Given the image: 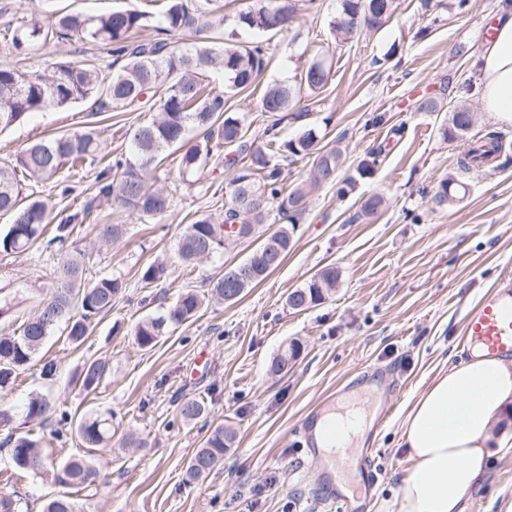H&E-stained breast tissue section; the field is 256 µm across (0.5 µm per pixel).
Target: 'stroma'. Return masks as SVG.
<instances>
[{
	"label": "stroma",
	"mask_w": 512,
	"mask_h": 512,
	"mask_svg": "<svg viewBox=\"0 0 512 512\" xmlns=\"http://www.w3.org/2000/svg\"><path fill=\"white\" fill-rule=\"evenodd\" d=\"M132 0H0V22L66 7L87 16L125 8ZM396 0L382 28L346 43L329 32L328 21L340 0H317L300 12L295 26L276 37L266 69L247 90L227 99L230 111L256 115L259 98L270 84H299L317 57L332 62L331 80L318 93L301 91L304 117L281 125L283 139L315 129L323 143L341 144L346 161L341 177L355 176L358 163L383 147L376 172L357 178L347 195L336 187L312 189L304 219L293 233L282 265L232 304L213 303L148 350L133 329L138 320L160 311V298L174 300L184 288L205 291L206 282L253 249L242 241L223 254L194 265L183 264L177 243L196 215H222L209 185H226L223 167L208 165L203 183L187 188L176 156L157 170L158 183L173 197L170 213L158 224L113 208L96 198L97 173L113 155L128 151L132 126L143 112H104L98 128L103 150L92 163L68 172L76 193L92 200L91 222L77 225L71 241L86 255V276L125 277L128 288L111 312L96 320L78 346L62 332L51 336L17 379L0 395V409L13 420L0 424L8 433H33L46 453L62 460L80 448L69 425L25 418L27 400L46 395L58 411H115L120 433L97 459L105 485L77 493L84 512H331L319 483L320 465L305 461V418L337 391L368 402L369 413L387 410L386 423L374 435L373 465L378 474L367 512H392L398 487L411 463L403 446L402 425L419 395L448 365L466 358L462 331L466 315L491 287L512 288V165L489 176L464 177L467 193L444 207L434 206L435 187L460 176V145L444 139L446 113L467 105L474 131L494 124L480 99L479 52L496 12L512 9V0ZM113 70L111 47L71 40L53 43L29 55H14L0 44V63L43 72L56 60ZM443 103L440 112L420 111L424 99ZM90 111L78 103L30 114L0 132V162H8L38 137L83 130ZM383 121L372 124L373 116ZM380 195L384 207L359 218L365 199ZM123 224L127 234L102 245L98 227ZM163 255L171 275L157 288L143 287L139 270ZM57 252L38 249L0 256V286L18 303L0 329H16L47 293ZM326 266L340 270L334 295L305 311L289 309L290 290L302 286ZM297 345L285 374L269 372L273 358ZM57 363L43 376L44 359ZM109 364L106 381L87 393L76 381L83 364ZM204 400L206 418L183 422L180 404ZM234 427L237 443L224 464L203 482H183L186 466L209 427ZM131 430L148 441L144 448H122L121 432ZM485 477L469 494L467 512H512V447L489 444ZM0 490L18 512H42L58 490L51 480L16 469L0 448Z\"/></svg>",
	"instance_id": "1"
}]
</instances>
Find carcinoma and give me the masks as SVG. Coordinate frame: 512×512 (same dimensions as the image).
<instances>
[{"mask_svg":"<svg viewBox=\"0 0 512 512\" xmlns=\"http://www.w3.org/2000/svg\"><path fill=\"white\" fill-rule=\"evenodd\" d=\"M298 0H266L259 7L240 11L230 30L224 32V42L201 41L186 48L172 40V35L189 33L198 36L218 25L227 17L219 16L217 0H165L161 12L139 7L115 9L96 16L77 12L52 13L54 20L46 24L34 16L20 21H8L3 28L13 52L27 55L54 41L78 37L84 42L112 46V53L123 61L118 70L104 74L95 66L60 60L48 66L46 75H30L12 66H0V130L7 129L34 112L63 108L75 103L91 102L92 114L101 112H139L152 101L156 113L150 120L136 126L132 135L130 155H117L112 163L100 170L95 178L97 197L106 198L117 207L132 211L147 220L164 218L172 207V199L164 189H151L147 180L167 158L166 152L180 149L178 170L184 177H201L206 166L219 160L229 173L224 193V216L217 220L200 214L187 225L180 236L177 252L182 262L195 264L203 257L211 258L227 250L240 239H251L256 228L270 214L281 226L269 232L273 242L271 253L258 255L261 245L241 261L228 266L224 273L209 282L210 296L234 303L247 290L263 282L283 263L292 246L291 226L305 212L303 187L284 191V164L315 155L312 186L337 184L343 166L342 151L331 146L316 148L319 136L307 129L298 137L284 140L279 125L293 111L300 90L285 84L268 86L259 101L260 115L270 122L250 120L225 110V95L251 87L268 61L269 45L263 41L241 44L236 31L254 30L272 35L289 31L298 17ZM394 12V0H341L340 12L331 17L329 27L335 38L347 42L359 37L362 27L378 30ZM151 29L154 38L135 42L131 36ZM217 66L224 72V90L208 92L199 80L205 71ZM331 67L317 59L301 75L308 91L317 93L329 82ZM258 127H253V124ZM472 127L470 111L456 107L449 112L448 125L442 135L458 140L463 149L457 158L462 173L480 170L490 162L505 167L512 158L504 156L503 137L496 131L478 138L469 136ZM197 130V139L183 145L186 131ZM101 152L100 135L96 128L72 134L37 139L26 145L10 164H0V215L11 214L13 222L0 236V255L23 254L41 239L47 223V211L42 201L34 198L23 205L19 200L22 180L36 184L56 180L62 194L72 190L64 184V169H73L94 161ZM466 184L448 179L435 188L432 201L437 206L448 203ZM93 210L88 201L74 208L57 224V234L46 246L58 247L61 257L54 270L49 295L18 330L0 333V393L15 388L19 372L44 347L53 332L63 326L67 339L80 345L88 335L94 320L112 311L123 296L127 283L122 275L86 279L85 255L64 250L74 226L83 223ZM239 228L224 231L227 225ZM127 232L124 224H104L99 238L112 243ZM242 265L251 267V276L234 280L235 293L226 294V283ZM169 276L168 266L159 260L146 263L139 271L142 287L151 288ZM339 272L324 267L305 285L287 296L289 308L302 311L323 303L336 290ZM206 296L192 288L183 289L165 311L148 316L134 328V339L143 349L154 348L171 329L194 318L205 305ZM108 366L100 360L85 363L79 373L83 389L93 392L105 381ZM56 412V401L45 396H32L26 406V418H45ZM207 414L202 399H188L179 407L182 421L191 423ZM112 411L82 417L75 431L82 453L60 462L42 451L40 440L32 433L12 436L9 455L13 464L42 475L56 485L80 491L96 487L101 474L96 464V451L112 440ZM235 430L222 422L213 425L190 459L184 481L191 485L207 478L224 463V453L233 447ZM43 512H79L76 500L62 493L47 500Z\"/></svg>","mask_w":512,"mask_h":512,"instance_id":"cac0c4a2","label":"carcinoma"}]
</instances>
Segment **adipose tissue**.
Instances as JSON below:
<instances>
[{
  "label": "adipose tissue",
  "instance_id": "1",
  "mask_svg": "<svg viewBox=\"0 0 512 512\" xmlns=\"http://www.w3.org/2000/svg\"><path fill=\"white\" fill-rule=\"evenodd\" d=\"M482 48L481 95L495 124L512 126V9L498 13ZM512 406V365L471 352L441 372L414 402L403 424L411 462L394 502L397 512H464L483 477L486 449Z\"/></svg>",
  "mask_w": 512,
  "mask_h": 512
}]
</instances>
